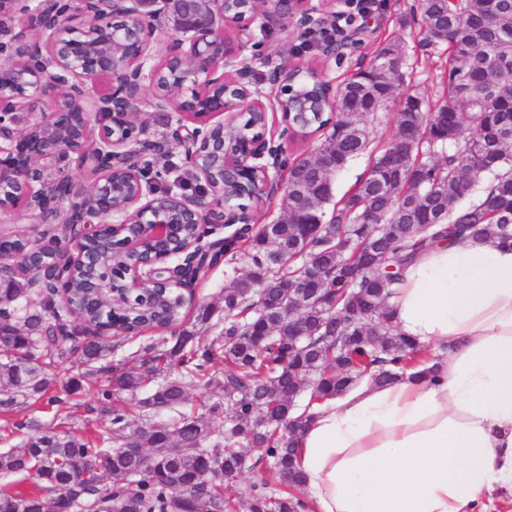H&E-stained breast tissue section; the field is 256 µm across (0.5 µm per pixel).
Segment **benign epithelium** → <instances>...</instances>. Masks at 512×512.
I'll return each instance as SVG.
<instances>
[{
  "label": "benign epithelium",
  "instance_id": "benign-epithelium-1",
  "mask_svg": "<svg viewBox=\"0 0 512 512\" xmlns=\"http://www.w3.org/2000/svg\"><path fill=\"white\" fill-rule=\"evenodd\" d=\"M183 0H0V13H13L18 31L0 39V215L29 224H64L75 252L58 263L54 280L57 293L66 297L65 267L79 263L93 267L99 253L119 250L139 256L135 266H112L101 296L110 302L96 333L111 331L112 312L121 298L110 283L120 280L122 291L141 295L154 289L180 290V305L195 300L201 274L223 258L224 245L240 238L207 240L205 225L248 224L244 209L224 202V184L247 185L253 175L261 180L253 194L264 198L281 191L286 167L283 139L293 131L291 112L284 97L269 95L250 81L251 25L268 27L288 17L304 27L327 20L314 0H246V11L234 15L224 10L223 0H191L195 18L173 12L184 38L176 40L164 55L179 62L175 90L157 92L160 64L153 62L152 43L157 31L153 19ZM236 25L232 37L216 31L218 22ZM380 68L391 77L402 72V55H384ZM299 66L272 69V85H288ZM102 76L116 83L96 90ZM56 96L49 112L35 110L47 90ZM150 94L156 112L177 115L173 139L187 162L204 182L202 191L188 195L160 192L146 174L149 158L169 153V143L139 137L131 131L138 103ZM28 111L25 127L15 121ZM259 112L263 123L268 113H281L285 128L263 130L245 137L239 150L219 160L224 180L211 176L208 150L217 128L224 134L240 130L243 113ZM194 124L188 129L187 123ZM58 154L76 156L86 187L77 191L66 180V192H56L41 177L44 162ZM71 201L69 208L62 202ZM27 261L21 254L0 253V281L24 277Z\"/></svg>",
  "mask_w": 512,
  "mask_h": 512
}]
</instances>
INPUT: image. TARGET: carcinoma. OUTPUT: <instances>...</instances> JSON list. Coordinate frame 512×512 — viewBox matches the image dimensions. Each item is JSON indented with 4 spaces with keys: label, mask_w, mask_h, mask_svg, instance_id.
<instances>
[{
    "label": "carcinoma",
    "mask_w": 512,
    "mask_h": 512,
    "mask_svg": "<svg viewBox=\"0 0 512 512\" xmlns=\"http://www.w3.org/2000/svg\"><path fill=\"white\" fill-rule=\"evenodd\" d=\"M419 10L420 53L448 57L442 92L408 96L395 137L376 140L364 118L388 107L394 84L373 62L340 88L336 120L299 118V127L320 133L315 155L324 164L294 161L283 187L288 220L270 233L262 226L243 234L249 270L224 288L222 327L200 306L191 326L105 367L96 398L107 420L90 434L35 418L15 424L26 439L0 450V475L33 478L35 491L1 484L0 512H306L283 487L302 486L296 443L314 410L366 376L390 384L421 361L385 306L403 268L436 242L469 234L512 240L504 229L512 224V0H419ZM393 147L408 159L400 170L387 165ZM364 154V176L334 200L335 175ZM43 240L49 263L63 240ZM282 253L283 268L273 262ZM307 269L321 278L299 283ZM91 288L79 270L68 301H56L49 287L38 307L4 314L0 340L10 358L0 361V416L39 402L53 385L54 403L70 402L83 389L80 368L112 355V341L87 337L102 317L88 304ZM30 298L26 279L0 287L9 305ZM291 300L298 308L290 317ZM71 305L85 309L83 324L72 323ZM158 306L166 317H155L151 303L134 313L140 329L179 324L181 309ZM66 359L76 372L60 380L52 369ZM307 378L314 383L304 405L279 398ZM192 385L219 389L209 412L222 424L195 414L138 424L128 408L112 405L125 394L143 416H155L187 404ZM244 446L263 449L265 477L236 501L224 488L245 466ZM106 477L112 484L103 489Z\"/></svg>",
    "instance_id": "cac0c4a2"
}]
</instances>
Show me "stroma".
<instances>
[{"label":"stroma","instance_id":"obj_1","mask_svg":"<svg viewBox=\"0 0 512 512\" xmlns=\"http://www.w3.org/2000/svg\"><path fill=\"white\" fill-rule=\"evenodd\" d=\"M335 10L334 38H342L350 27L361 29L360 40L349 46L341 59L322 64L318 47L320 35L310 33L306 28H298L294 36H287L279 27L259 29L255 32L254 44L248 53L253 58L252 82L265 83L271 70L277 65L296 63L321 69L330 86H338L347 76L367 67L373 60L376 50L384 41L393 39L399 42L402 52L410 62L397 89L398 97L422 91L423 87L437 85L444 81L447 70L445 57H433L430 62L416 63V46L421 25L418 0H372L366 16L355 13L353 0H338ZM151 175L163 188H181L190 193L197 188L193 170L184 162L180 149H172L169 156L157 162ZM249 268L246 255H238L234 262L220 261L199 282L195 290L194 305L183 310L186 318H193L195 304H207L221 308V297L225 287L233 278L245 273Z\"/></svg>","mask_w":512,"mask_h":512}]
</instances>
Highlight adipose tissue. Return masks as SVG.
<instances>
[{
    "label": "adipose tissue",
    "instance_id": "obj_1",
    "mask_svg": "<svg viewBox=\"0 0 512 512\" xmlns=\"http://www.w3.org/2000/svg\"><path fill=\"white\" fill-rule=\"evenodd\" d=\"M388 306L430 360L319 406L297 445L315 512H490L512 489V241L440 243Z\"/></svg>",
    "mask_w": 512,
    "mask_h": 512
}]
</instances>
